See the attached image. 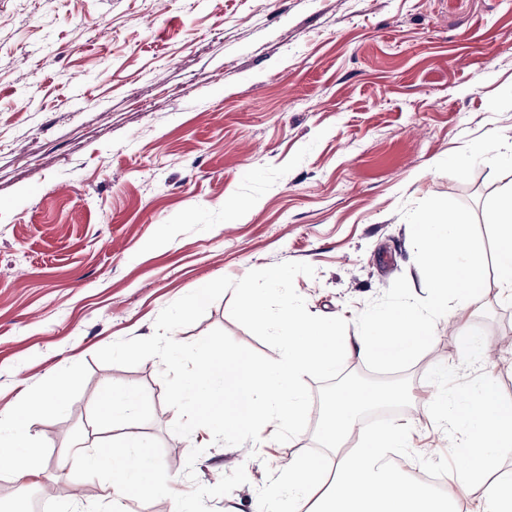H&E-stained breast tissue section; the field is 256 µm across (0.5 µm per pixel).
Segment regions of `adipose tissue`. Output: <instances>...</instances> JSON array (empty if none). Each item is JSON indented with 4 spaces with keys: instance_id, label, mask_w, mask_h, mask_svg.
<instances>
[{
    "instance_id": "ef3b65f1",
    "label": "adipose tissue",
    "mask_w": 512,
    "mask_h": 512,
    "mask_svg": "<svg viewBox=\"0 0 512 512\" xmlns=\"http://www.w3.org/2000/svg\"><path fill=\"white\" fill-rule=\"evenodd\" d=\"M488 220L496 227V280L512 297V191L496 200ZM398 397L395 391L378 393L353 387L338 390L319 419L321 439L325 447L333 449V457L322 466L307 455L294 457L276 488L258 504V512H301L315 498L320 501L317 512H457L453 499L386 463L388 454L403 457L410 452L406 426L390 424L364 435L357 447H349L359 412ZM59 406L56 396H28L20 408L5 413L11 438L0 442V468L11 470L21 479L38 477L34 465L38 450L29 443L31 421L34 415ZM83 463L95 472L111 471L113 500L135 499L162 490L153 480L155 457L136 432H128L122 442L93 448L84 455Z\"/></svg>"
}]
</instances>
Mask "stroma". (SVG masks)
I'll use <instances>...</instances> for the list:
<instances>
[{"label": "stroma", "instance_id": "obj_1", "mask_svg": "<svg viewBox=\"0 0 512 512\" xmlns=\"http://www.w3.org/2000/svg\"><path fill=\"white\" fill-rule=\"evenodd\" d=\"M510 138L512 0H0V412L70 380L31 426L39 494L55 512L75 496L90 512H172L176 492L196 512H255L291 458L324 452L319 406L286 443L183 438L161 361L97 351L151 336L163 308L216 278L289 261L315 269L294 282L308 311L357 335L397 277L426 295L401 206L469 205L493 253ZM231 299L176 340L220 328L278 358ZM471 312L512 398V300L495 276ZM460 356L437 322L398 415L414 453L449 445L426 374ZM107 388L136 391L137 413L103 424ZM131 430L167 491L116 503L108 473L68 456Z\"/></svg>", "mask_w": 512, "mask_h": 512}]
</instances>
